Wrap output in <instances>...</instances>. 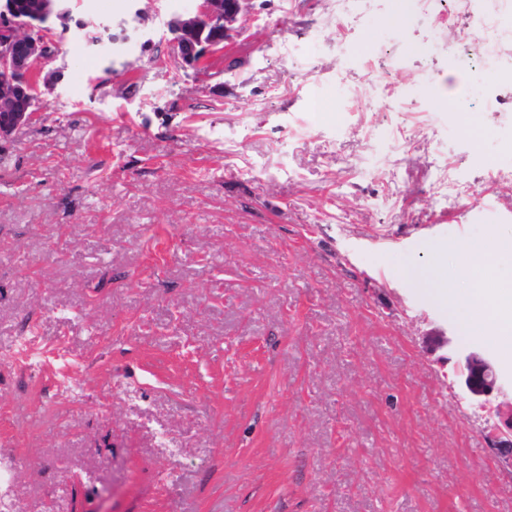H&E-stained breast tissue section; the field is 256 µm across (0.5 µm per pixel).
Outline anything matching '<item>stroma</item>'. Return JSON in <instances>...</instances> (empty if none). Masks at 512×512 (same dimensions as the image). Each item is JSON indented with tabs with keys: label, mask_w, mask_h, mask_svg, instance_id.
<instances>
[{
	"label": "stroma",
	"mask_w": 512,
	"mask_h": 512,
	"mask_svg": "<svg viewBox=\"0 0 512 512\" xmlns=\"http://www.w3.org/2000/svg\"><path fill=\"white\" fill-rule=\"evenodd\" d=\"M198 6L65 0L60 80L0 138V502L512 512L455 353L503 406L512 361L404 275L463 240L512 289V86L457 75L493 0H257L196 71Z\"/></svg>",
	"instance_id": "obj_1"
}]
</instances>
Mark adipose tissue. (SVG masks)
Wrapping results in <instances>:
<instances>
[{
  "instance_id": "obj_1",
  "label": "adipose tissue",
  "mask_w": 512,
  "mask_h": 512,
  "mask_svg": "<svg viewBox=\"0 0 512 512\" xmlns=\"http://www.w3.org/2000/svg\"><path fill=\"white\" fill-rule=\"evenodd\" d=\"M408 279L421 287H433L440 300L449 305L470 307L461 321L462 331L470 336L484 337L496 344L505 356L512 358V290L493 294L481 288L458 289L454 282H428L414 268L406 272Z\"/></svg>"
}]
</instances>
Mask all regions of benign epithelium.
<instances>
[{
	"label": "benign epithelium",
	"instance_id": "benign-epithelium-1",
	"mask_svg": "<svg viewBox=\"0 0 512 512\" xmlns=\"http://www.w3.org/2000/svg\"><path fill=\"white\" fill-rule=\"evenodd\" d=\"M253 0H200L196 14L188 19L170 25L174 34L173 50L184 65L198 67L209 54L219 50L216 42L197 41L205 25L219 20L224 23V42L243 29L250 15ZM34 30L30 22L15 17L11 0H0V72L6 79L0 82V103L13 100L19 88L34 90L29 80L35 61L50 55L49 46L42 38L29 36ZM32 112H14L12 121H0V137L7 136L30 122ZM460 382L463 394L474 400L478 407L488 413L498 412L491 405L492 399L501 393L494 362L478 351H464L459 354ZM493 449L512 464V414L499 419L492 426Z\"/></svg>",
	"mask_w": 512,
	"mask_h": 512
}]
</instances>
